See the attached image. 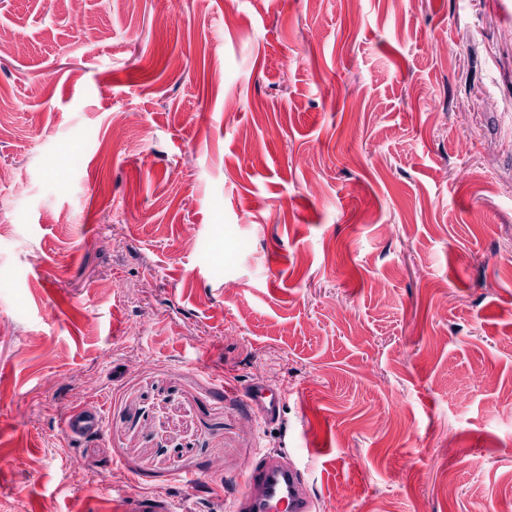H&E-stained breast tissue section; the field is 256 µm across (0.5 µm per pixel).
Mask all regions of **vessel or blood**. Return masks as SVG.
Segmentation results:
<instances>
[{
    "label": "vessel or blood",
    "mask_w": 512,
    "mask_h": 512,
    "mask_svg": "<svg viewBox=\"0 0 512 512\" xmlns=\"http://www.w3.org/2000/svg\"><path fill=\"white\" fill-rule=\"evenodd\" d=\"M244 400L262 419H277L282 401L278 392L258 386L243 389ZM103 416L97 408L70 413L64 422L67 437L80 440L97 432ZM315 502L306 488L303 472L287 457L268 454L249 467L244 486L234 498L231 512H314ZM126 512H179L176 502L149 495L132 496Z\"/></svg>",
    "instance_id": "vessel-or-blood-1"
}]
</instances>
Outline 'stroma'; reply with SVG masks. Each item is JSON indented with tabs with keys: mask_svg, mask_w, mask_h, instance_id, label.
<instances>
[{
	"mask_svg": "<svg viewBox=\"0 0 512 512\" xmlns=\"http://www.w3.org/2000/svg\"><path fill=\"white\" fill-rule=\"evenodd\" d=\"M0 28V512H227L270 451L317 512H512V0ZM242 397L265 421H272L279 416L282 401L280 392L265 390L259 386L241 389ZM103 423V415L92 407L78 413L71 412L64 422V432L73 440L84 439L97 432ZM127 512H178L179 505L167 498L149 495L130 496L126 501Z\"/></svg>",
	"mask_w": 512,
	"mask_h": 512,
	"instance_id": "1",
	"label": "stroma"
}]
</instances>
